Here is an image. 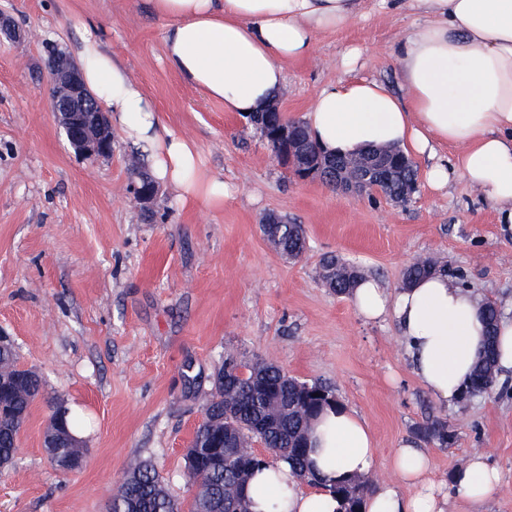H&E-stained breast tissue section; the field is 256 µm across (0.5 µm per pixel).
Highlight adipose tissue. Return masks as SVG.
Returning a JSON list of instances; mask_svg holds the SVG:
<instances>
[{"label":"adipose tissue","mask_w":512,"mask_h":512,"mask_svg":"<svg viewBox=\"0 0 512 512\" xmlns=\"http://www.w3.org/2000/svg\"><path fill=\"white\" fill-rule=\"evenodd\" d=\"M165 22V60L186 85L223 102L225 111H264L286 84L284 65L311 57L319 36L344 28L362 0H151ZM418 17L397 44L403 94L355 76L359 50L344 53L351 75L326 85L304 116L307 133L330 155L355 156L392 145L427 158L436 189L462 178L512 224V0H391ZM85 84L103 100L113 127L150 152L152 174L178 200L203 209L231 193L222 175L201 169L195 144L164 126L153 102L124 67L91 37L78 52ZM453 148V157L439 153ZM368 320L392 319L414 372L440 403H455L484 344L482 299L446 270L389 290L366 276L350 293ZM311 460L327 482L370 475L378 450L367 421L336 404L312 425ZM383 483L363 502L365 512H451L455 498L486 512L501 484L481 454L457 469L449 488L430 478L433 460L404 441ZM411 486L404 495L402 486ZM252 512H343L326 489H305L278 461L247 486Z\"/></svg>","instance_id":"ef3b65f1"}]
</instances>
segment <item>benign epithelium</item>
<instances>
[{"mask_svg": "<svg viewBox=\"0 0 512 512\" xmlns=\"http://www.w3.org/2000/svg\"><path fill=\"white\" fill-rule=\"evenodd\" d=\"M52 108L57 129L77 155L89 158L112 156V130L108 113L98 98L86 87L78 65L63 56L50 72ZM288 139L289 162L296 170L308 169L306 175L336 184V189L352 196H369L379 192L393 178L395 170L410 162L401 151L383 148L354 160L342 158L312 159L303 142H294L288 129L281 130Z\"/></svg>", "mask_w": 512, "mask_h": 512, "instance_id": "benign-epithelium-1", "label": "benign epithelium"}]
</instances>
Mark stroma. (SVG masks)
I'll list each match as a JSON object with an SVG mask.
<instances>
[{
    "instance_id": "35a3bbf8",
    "label": "stroma",
    "mask_w": 512,
    "mask_h": 512,
    "mask_svg": "<svg viewBox=\"0 0 512 512\" xmlns=\"http://www.w3.org/2000/svg\"><path fill=\"white\" fill-rule=\"evenodd\" d=\"M27 39L0 45V330L21 366L40 373L42 397L21 433L15 466L0 475V512H108L133 458L152 460L188 512L184 450L202 418L225 351L330 386L368 422L376 472L435 419L448 443H429L434 480L449 481L472 453L501 473L490 512H512V385L453 405L415 376L393 322L369 321L327 288L332 254L399 285L419 257L439 262L512 318V228L464 181L435 190L418 178L412 201L349 197L297 178L249 119L184 84L164 57V23L150 0H0ZM411 11L367 0L366 16L320 38L311 58L286 64L278 103L302 120L361 49L357 75L400 92L392 48ZM93 35L154 103L162 123L196 145L206 171L233 193L223 206L181 204L160 188L144 221L127 183L130 142L113 131L111 157L76 156L58 135L45 68L48 47L76 55ZM304 225L292 260L260 226L267 214ZM81 412L89 448L80 469L53 468L43 435L53 402Z\"/></svg>"
}]
</instances>
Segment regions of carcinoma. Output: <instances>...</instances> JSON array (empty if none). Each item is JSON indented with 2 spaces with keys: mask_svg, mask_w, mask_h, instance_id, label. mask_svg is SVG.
I'll return each mask as SVG.
<instances>
[{
  "mask_svg": "<svg viewBox=\"0 0 512 512\" xmlns=\"http://www.w3.org/2000/svg\"><path fill=\"white\" fill-rule=\"evenodd\" d=\"M254 124L273 129L281 124L290 125L299 137L306 136L303 123L289 122L280 112H261L252 116ZM130 183L144 187L155 186V181L144 170L141 159L133 155L128 161ZM416 175V169L407 166L400 170L399 178L383 186L388 198L399 196L403 182ZM282 233L278 250H291L298 259L307 249L306 242L293 234V225L278 220ZM495 359L482 355L470 376L463 397L490 395L498 382L499 372ZM29 383L19 390L4 389L0 394V461H10L19 447L21 428L31 408L42 395L41 376L23 371ZM286 374L276 365L261 359L242 361L228 353L214 375L213 391L203 406V422L198 426L193 446L202 447L195 463L185 462L187 477L205 485V492L192 500L190 512H249L250 504L245 487L260 467L267 463L266 456L254 455L244 461L224 453V439L232 443L250 440L263 445L267 456L288 463L290 472L298 480L312 486L320 481L311 461L312 447L305 428L320 411L338 402L332 389L318 383L309 385L294 377L283 394ZM311 393H306L304 386ZM428 443L448 442V427L435 421L420 430ZM86 449L70 448L67 443L56 449L51 458L62 472L72 471L69 460L81 457ZM370 485L366 481H350L336 485L332 491L345 504V512H361V504ZM110 512H177V506L167 491L157 466L149 460H134L127 468L124 487L112 497Z\"/></svg>",
  "mask_w": 512,
  "mask_h": 512,
  "instance_id": "carcinoma-1",
  "label": "carcinoma"
}]
</instances>
